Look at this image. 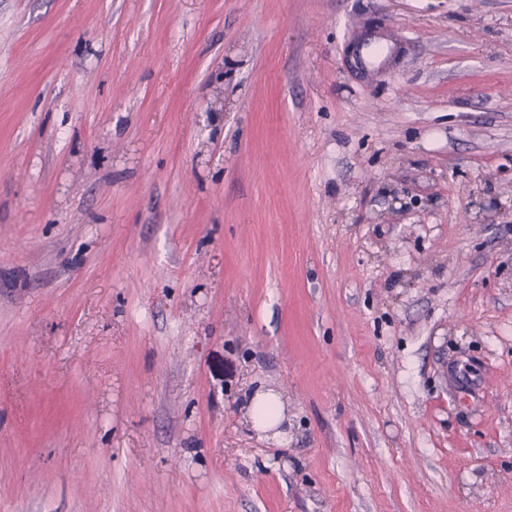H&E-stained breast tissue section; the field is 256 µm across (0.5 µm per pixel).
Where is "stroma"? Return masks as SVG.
<instances>
[{
	"instance_id": "35a3bbf8",
	"label": "stroma",
	"mask_w": 512,
	"mask_h": 512,
	"mask_svg": "<svg viewBox=\"0 0 512 512\" xmlns=\"http://www.w3.org/2000/svg\"><path fill=\"white\" fill-rule=\"evenodd\" d=\"M0 512H512V0H0Z\"/></svg>"
}]
</instances>
